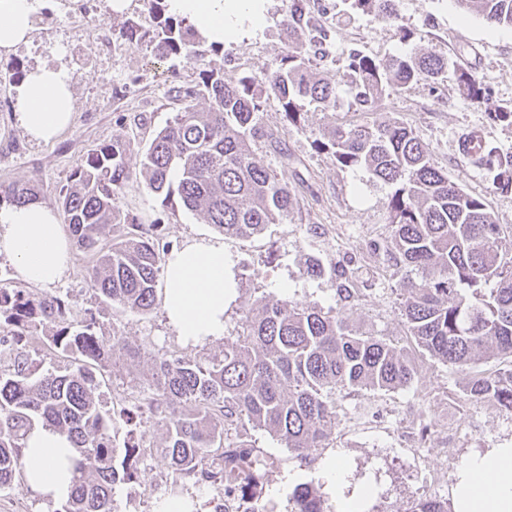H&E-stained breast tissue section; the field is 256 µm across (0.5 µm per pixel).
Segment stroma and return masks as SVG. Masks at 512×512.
<instances>
[{
	"mask_svg": "<svg viewBox=\"0 0 512 512\" xmlns=\"http://www.w3.org/2000/svg\"><path fill=\"white\" fill-rule=\"evenodd\" d=\"M312 25L304 28L314 72L344 75L350 53L377 61L394 55L437 53L472 71L482 97L463 96L452 76L421 80L389 89L370 113L341 103L333 112L308 108L301 124L284 127L277 98L262 96L260 114L267 133L254 147L258 160L287 181L294 208L287 220L268 225L251 239H225L233 260L237 294L224 310V334L191 346L170 329L162 306L148 314L104 310V336L119 335L141 350L140 358H109L107 388L101 391L104 410L118 414L125 397L142 389L155 358L178 356L205 361L221 355L225 341L242 331L245 310L257 298L287 300L301 307L341 311L350 324L407 347L418 377L393 392L337 390L336 425L328 445L311 451L307 460L294 458L276 437L253 428L248 438L269 466L263 499L267 512H288V497L301 483L325 489L326 505L334 512L336 496L328 492L323 464L341 459L350 487H374L368 512H408L415 502L437 498L451 502L452 476L463 458L475 450L512 439V415L486 401L462 396L469 374L448 368L412 344L398 306L400 274L384 251L372 243L388 241L389 187L365 169H343L313 141L331 122L398 119L411 126L429 145L435 161L465 192L482 197L497 223L512 227V192L497 188L485 167L456 152L461 134L482 128L496 154L512 155V122L491 119L499 108L512 109V29L489 28L476 15L462 16L452 0H398L397 14L386 19L350 11L345 0H306ZM259 27L236 40L215 46L196 37L193 56L160 57L152 34L148 0H131L112 13L108 0H42L35 29L27 42L0 54V185L38 181L47 196L66 186L80 159L104 142L126 147L131 179L116 197L118 208L140 223L159 227V246L190 239H215L218 231L202 215L188 211L178 197L162 201L140 174L146 146L181 111L177 87L194 85L204 70H220L227 81L243 77L263 80L275 60L288 50L284 28L288 0H265ZM143 31L128 40L127 29ZM39 67L64 69L74 97L73 120L53 141L31 139L17 121L18 89L28 72ZM321 260L328 273L310 278L303 272L306 257ZM88 254L74 251L64 279L49 288L24 286L12 267L0 263V286L27 288L34 295H67L74 313L90 308L92 292ZM357 269L367 287L358 299L343 302L337 295L334 267ZM433 427L418 440L420 420ZM143 448L136 482L117 486L116 512H158L160 499L173 481L162 466L157 448L165 434L152 418L135 430Z\"/></svg>",
	"mask_w": 512,
	"mask_h": 512,
	"instance_id": "35a3bbf8",
	"label": "stroma"
}]
</instances>
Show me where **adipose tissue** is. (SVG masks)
Returning <instances> with one entry per match:
<instances>
[{
    "label": "adipose tissue",
    "mask_w": 512,
    "mask_h": 512,
    "mask_svg": "<svg viewBox=\"0 0 512 512\" xmlns=\"http://www.w3.org/2000/svg\"><path fill=\"white\" fill-rule=\"evenodd\" d=\"M263 0H167L171 13L187 18L210 43L235 38L258 22ZM35 10L31 0H0V51L29 38ZM73 92L60 69L30 71L19 92L17 121L33 139L50 141L66 129ZM0 258L17 279L40 286L59 283L72 264L69 240L53 207L44 202L0 206ZM163 309L176 336L202 345L224 333V308L235 298L232 262L222 243L191 241L170 251L164 266ZM73 448L66 436L38 426L24 440V478L43 503H59L70 492ZM453 512H512V443L468 455L452 487Z\"/></svg>",
    "instance_id": "adipose-tissue-1"
}]
</instances>
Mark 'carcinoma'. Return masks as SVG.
<instances>
[{"label": "carcinoma", "instance_id": "cac0c4a2", "mask_svg": "<svg viewBox=\"0 0 512 512\" xmlns=\"http://www.w3.org/2000/svg\"><path fill=\"white\" fill-rule=\"evenodd\" d=\"M464 15L476 14L492 27L512 29V0H454ZM355 12L391 18L396 0H350ZM162 55H191L181 24L166 13V0H151ZM303 0L288 6V53L267 74L264 86L244 77L224 80V72L200 73L197 84L176 90L182 110L147 147L141 175L163 200L177 196L226 238H252L265 226L288 217L293 198L288 182L260 163L251 143L269 137L260 118L262 93L281 103L287 124L297 125L307 105L334 111L340 81L308 66L299 36ZM448 72V59L435 54L395 56L385 62L352 53L346 77L354 103L371 112L387 88L404 87ZM457 86L478 98L476 77L460 69ZM209 101L199 110L193 100ZM315 147L341 168L364 167L391 187L388 199V261L396 270L418 275L400 282L401 315L408 335L448 367L465 371L481 356L502 367L474 371L465 386L474 401H490L512 413V231L496 223L485 201L466 193L439 167L429 145L396 120L333 123ZM123 144H103L76 166L55 203L63 211L76 247L89 254L90 287L114 309L147 314L157 301L162 257L157 224H141L115 206L131 178ZM501 191L512 190V159L487 157ZM40 199L28 182L0 188V203L24 205ZM116 232L100 246L105 229ZM341 280L339 299H351L348 270L333 269ZM53 329L52 344L69 358L65 372L34 364L16 352L12 368L0 370V491L24 470L27 432L45 424L73 441L78 457L69 497L49 512H115L114 489L138 477L141 446L132 438L114 445L112 418L99 401L109 354L140 356L120 336L99 334L87 309L74 315L59 296H31L0 288V346L8 337ZM415 363L395 345L354 327L341 313L300 308L261 298L248 309L244 329L224 343L222 356L190 361L170 356L154 365L147 393L122 407L126 422L149 414L165 430L161 461L180 482L237 484L238 493L262 499L266 464L247 435V426L278 437L295 457L325 447L337 419L332 395L338 388L394 391L412 384ZM291 512H327L325 497L310 483L296 486Z\"/></svg>", "mask_w": 512, "mask_h": 512}]
</instances>
